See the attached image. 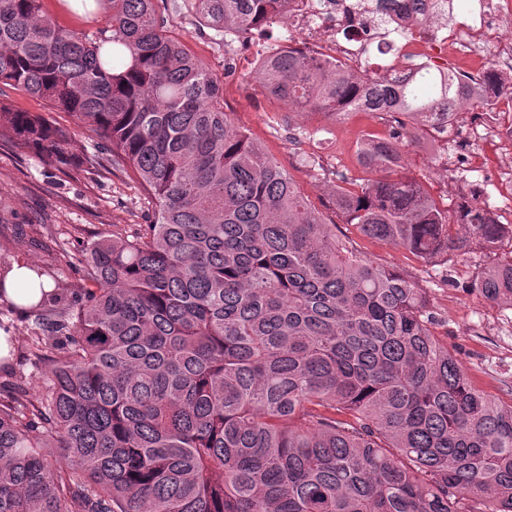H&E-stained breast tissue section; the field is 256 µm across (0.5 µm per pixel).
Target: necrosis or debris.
<instances>
[{"mask_svg":"<svg viewBox=\"0 0 512 512\" xmlns=\"http://www.w3.org/2000/svg\"><path fill=\"white\" fill-rule=\"evenodd\" d=\"M405 6L428 15L432 25L395 29V13L378 16L373 0H290L283 24L287 36L279 46L292 47L293 33L300 32L310 55L358 69L369 61L374 41L390 40L397 56L380 73L391 81L404 79L418 64L443 68L451 61L481 84L490 76L499 81L512 76V0H486L477 19L452 28L436 24L428 0H405ZM447 127L443 121L427 130L442 165L464 176L495 164L494 194H512V116L498 113L461 126L450 143L438 136Z\"/></svg>","mask_w":512,"mask_h":512,"instance_id":"4bbe7bcc","label":"necrosis or debris"}]
</instances>
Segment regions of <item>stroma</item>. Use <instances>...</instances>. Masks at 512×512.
Returning <instances> with one entry per match:
<instances>
[{
	"label": "stroma",
	"mask_w": 512,
	"mask_h": 512,
	"mask_svg": "<svg viewBox=\"0 0 512 512\" xmlns=\"http://www.w3.org/2000/svg\"><path fill=\"white\" fill-rule=\"evenodd\" d=\"M157 10L165 17L170 34L218 77L224 88V108L236 124L275 158L325 218H332L326 202L333 172L364 179L357 148L369 135L390 133V116L355 112L334 119L288 111L262 94L254 74L258 55L248 41L227 43L213 30L199 26L189 0H157ZM43 12L58 26L78 27L92 35L104 26L111 8L108 0H100L93 11L74 13L61 0H43ZM228 61L233 64L229 74L224 71ZM6 95L16 108L44 113L70 127L69 151L74 157L100 151V140L75 116L11 89ZM400 150L406 169L437 200L451 204L464 194L453 173L438 167L416 139L401 136ZM305 154L317 157L318 169L302 165ZM154 209V199L111 168L80 166L63 171L49 166L34 151L0 141V254L39 263L63 283H80L74 254L111 234L113 225L135 232L139 225L149 223ZM337 233L375 265L396 270L424 288L440 320L437 334L456 351L472 385L492 399L512 402V308L491 303L470 287L490 263V256L478 251L449 256L444 264H426L403 248L363 236L355 226L339 225ZM33 325V317L0 302V328L9 327L16 336L12 362L0 364L1 398L12 394L25 379L40 376L44 368L31 354Z\"/></svg>",
	"instance_id": "obj_1"
}]
</instances>
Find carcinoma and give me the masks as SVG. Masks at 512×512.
I'll list each match as a JSON object with an SVG mask.
<instances>
[{"instance_id": "carcinoma-1", "label": "carcinoma", "mask_w": 512, "mask_h": 512, "mask_svg": "<svg viewBox=\"0 0 512 512\" xmlns=\"http://www.w3.org/2000/svg\"><path fill=\"white\" fill-rule=\"evenodd\" d=\"M94 36L42 0H0V84L78 117L84 159L157 203L76 259V300L26 262V308L62 346L43 385L0 399V512H512V403L476 390L422 289L373 264L224 109V87L166 34L155 0H109ZM288 0H191L200 24L247 38ZM264 94L334 118L423 123L471 78L407 85L297 49L261 60ZM0 139L69 161L68 128L0 100ZM379 177L335 173L343 224L434 264L493 256L472 287L512 307V224L448 207L401 163L398 135L359 145ZM60 449L55 463L44 449Z\"/></svg>"}]
</instances>
